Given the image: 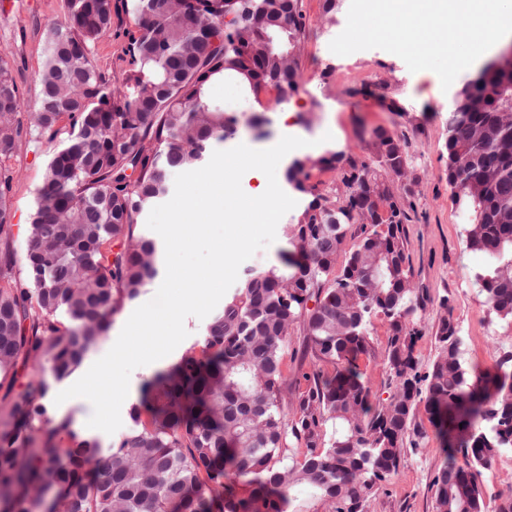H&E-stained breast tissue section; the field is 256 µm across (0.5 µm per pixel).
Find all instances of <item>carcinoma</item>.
<instances>
[{"label": "carcinoma", "mask_w": 512, "mask_h": 512, "mask_svg": "<svg viewBox=\"0 0 512 512\" xmlns=\"http://www.w3.org/2000/svg\"><path fill=\"white\" fill-rule=\"evenodd\" d=\"M120 3L134 24L120 90L91 60L112 29V0H66L65 22L48 31L35 126L52 138L61 123L68 130L28 223L24 279L10 246L13 175L0 166V512H290L298 487L325 512H366L398 469L421 403L445 453L431 483L434 512H512V496L489 499L479 480L512 449V353L494 373L467 366L444 317L437 358L417 374L422 300L407 215L393 196L411 161L383 127L362 130L378 167L334 150L316 161L322 171L349 167L340 187L310 182V157L294 159L286 179L309 197L282 227L296 255L283 269L247 273L200 349L146 383L131 410L137 429L102 456L69 422L51 425L48 383L38 374L20 383L18 371L41 357L56 377L68 375L108 318L156 277V242L135 233L137 216L167 195L173 170L199 166L210 140L235 124L209 87L232 79L276 105L298 87L302 0ZM455 98L451 200L466 215L467 248L488 257L475 274L487 305L512 320V73L481 69ZM21 109L0 55V161L21 142ZM352 224L360 240L346 252ZM379 316L389 323L394 390L375 403L358 361ZM296 324L315 369L290 419L283 359Z\"/></svg>", "instance_id": "obj_1"}]
</instances>
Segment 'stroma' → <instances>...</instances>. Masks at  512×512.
Listing matches in <instances>:
<instances>
[{"mask_svg": "<svg viewBox=\"0 0 512 512\" xmlns=\"http://www.w3.org/2000/svg\"><path fill=\"white\" fill-rule=\"evenodd\" d=\"M349 6L350 0H339L336 22L329 25L323 19V0H303L307 26L299 87L287 100L295 110L292 132L308 142L300 153L315 159L331 148L373 166L377 159L362 137V128L382 126L405 140L416 179L413 195L401 201L407 214L406 248L413 286L426 299L416 320L422 330L415 347L417 371L425 373L436 358L435 330L443 314L458 330L464 361L484 371H496L500 356L512 353V322L490 313L474 277L485 258L467 249L466 216L450 199L444 144L451 95L441 90L425 95L415 73L387 51L333 54L329 44L344 29ZM65 12V0H0V54L12 67L24 108L22 144L4 162L14 175L12 240L20 260L27 252L25 227L44 183L47 161L60 145L59 139L39 132L33 112L46 33L64 21ZM132 26L126 15H114L111 31L92 49L93 63L110 87L122 88L128 74L126 32ZM209 94L214 104L236 119L233 134L223 140L225 147H233L243 138L254 148L266 149L284 136L280 108L268 110L258 105L235 82L213 84ZM390 102L403 108V115L388 112ZM327 133L331 141L321 143V136ZM443 298L448 301L444 308L439 305ZM388 337L387 321L375 319L370 350L359 361L362 378L376 398L390 392L385 365ZM416 421L424 432L418 449H406L397 473L369 501L367 512H432L430 484L442 461V443L425 410H418Z\"/></svg>", "mask_w": 512, "mask_h": 512, "instance_id": "1", "label": "stroma"}]
</instances>
